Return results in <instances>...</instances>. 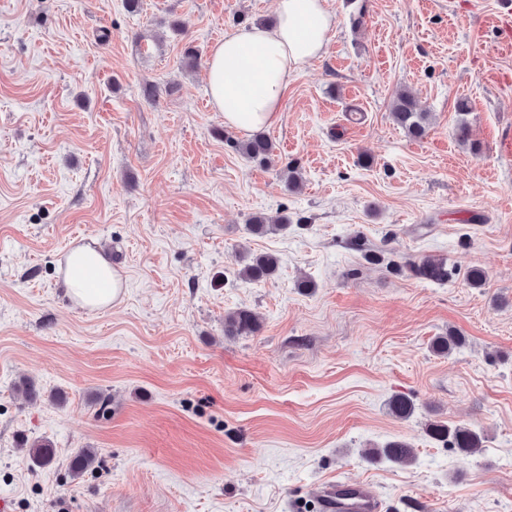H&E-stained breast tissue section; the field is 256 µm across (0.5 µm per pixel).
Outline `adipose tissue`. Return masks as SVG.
<instances>
[{
    "mask_svg": "<svg viewBox=\"0 0 512 512\" xmlns=\"http://www.w3.org/2000/svg\"><path fill=\"white\" fill-rule=\"evenodd\" d=\"M335 26L325 0H277L272 24L225 31L206 71L210 103L225 125L247 132L276 124L289 78L325 54ZM59 272L68 296L84 309L120 298L121 278L95 243L73 247Z\"/></svg>",
    "mask_w": 512,
    "mask_h": 512,
    "instance_id": "obj_1",
    "label": "adipose tissue"
}]
</instances>
